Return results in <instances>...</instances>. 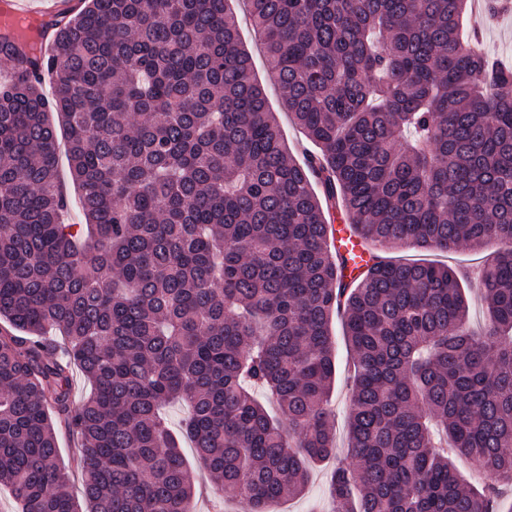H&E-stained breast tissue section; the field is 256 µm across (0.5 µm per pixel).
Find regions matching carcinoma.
<instances>
[{
    "label": "carcinoma",
    "mask_w": 512,
    "mask_h": 512,
    "mask_svg": "<svg viewBox=\"0 0 512 512\" xmlns=\"http://www.w3.org/2000/svg\"><path fill=\"white\" fill-rule=\"evenodd\" d=\"M85 2L45 59L50 99L29 30L0 41V486L19 512H190L171 400L216 494L242 512L301 494L336 456L335 314L353 375L334 512H493L512 482V68L472 50L468 0H246L317 147L301 162L230 0ZM333 207L386 250L500 244L479 274L486 334L447 265L373 255L344 280ZM58 138L60 142V150L58 153V170L63 182L64 191L66 192L71 203V208L69 211L70 222H74L77 220L78 192L69 179V166L65 150V133L62 125L58 126ZM57 439L62 461L64 465L66 467H69V469L72 470L73 472V474L71 475L72 493L79 501H82L80 477L78 472L74 471L76 465L75 460L77 458V448L75 445V441L71 437H69V435L65 433L64 429H62L61 427H58L57 429Z\"/></svg>",
    "instance_id": "obj_1"
}]
</instances>
